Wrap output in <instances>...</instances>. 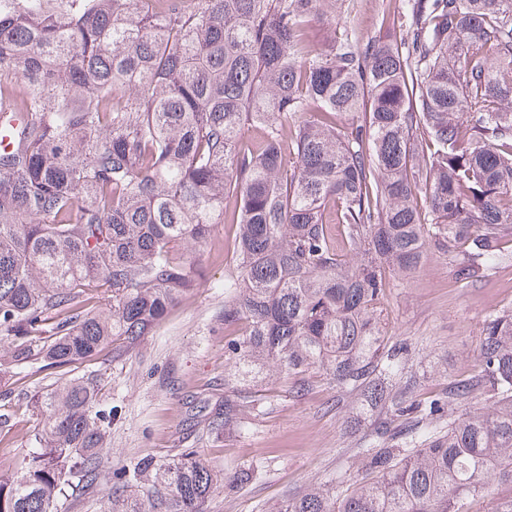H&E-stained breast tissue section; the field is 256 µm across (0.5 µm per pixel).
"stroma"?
Wrapping results in <instances>:
<instances>
[{
    "mask_svg": "<svg viewBox=\"0 0 512 512\" xmlns=\"http://www.w3.org/2000/svg\"><path fill=\"white\" fill-rule=\"evenodd\" d=\"M401 7V0H343L332 20L313 25L310 44L326 50L343 31L359 41L381 29L401 36ZM238 231V225L218 224L203 247L178 243L176 253L201 271L192 290L123 357L113 358L107 349L73 366L72 376L91 373L100 381L98 406L112 413L110 451L97 482L60 499L56 512H101L114 469L142 458L162 464L187 449L222 475L243 466L256 470L244 488H218L207 512H267L336 475L371 476L363 450L375 442L382 421L395 429L416 423L435 435L447 430V414L419 420L391 407L363 406L358 392L337 387L321 371L309 375L304 388L298 377L276 369L264 378H242L229 346L242 338L245 325L224 319V281L234 273ZM502 247L509 259L467 285L447 254L433 246L416 270L387 275L375 317L407 359L404 373L390 382L394 400L419 407L443 401L450 383L479 373L483 323L512 306V234ZM61 381L59 372L39 362L14 364L9 344H0V474L19 468L34 430L48 423V410H34L33 400ZM241 391L260 398V406L212 431L225 397Z\"/></svg>",
    "mask_w": 512,
    "mask_h": 512,
    "instance_id": "1",
    "label": "stroma"
}]
</instances>
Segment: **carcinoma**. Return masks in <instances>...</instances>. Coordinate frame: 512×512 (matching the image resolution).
Here are the masks:
<instances>
[{
	"instance_id": "cac0c4a2",
	"label": "carcinoma",
	"mask_w": 512,
	"mask_h": 512,
	"mask_svg": "<svg viewBox=\"0 0 512 512\" xmlns=\"http://www.w3.org/2000/svg\"><path fill=\"white\" fill-rule=\"evenodd\" d=\"M326 0H0V342L18 364L60 371L133 346L197 270L176 243L240 225L224 321L252 372L323 371L387 406L401 350L374 322L384 268L416 269L426 243L459 279L504 259L512 231V0H404V38L341 37L312 50ZM296 117L290 134L283 121ZM263 135L241 145L245 129ZM234 198V207L224 200ZM359 260L336 252L324 213ZM488 412L448 419L403 447L366 449L380 476L341 477L276 512H467L512 490V309L485 319ZM98 381L35 401L50 425L21 470L0 475V512H54L104 467L112 413ZM255 406L224 399V423ZM218 475L188 451L112 471L107 512H205Z\"/></svg>"
}]
</instances>
